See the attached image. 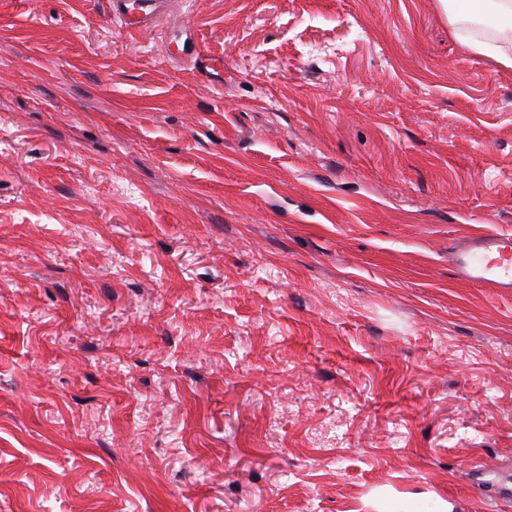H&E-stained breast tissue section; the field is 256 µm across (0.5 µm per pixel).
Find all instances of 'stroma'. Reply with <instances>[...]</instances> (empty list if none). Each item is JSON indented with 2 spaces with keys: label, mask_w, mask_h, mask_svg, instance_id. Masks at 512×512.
<instances>
[{
  "label": "stroma",
  "mask_w": 512,
  "mask_h": 512,
  "mask_svg": "<svg viewBox=\"0 0 512 512\" xmlns=\"http://www.w3.org/2000/svg\"><path fill=\"white\" fill-rule=\"evenodd\" d=\"M111 13L0 0V512H512V292L448 261L512 68L439 0ZM153 1L115 0L112 3V19L128 32H138L151 19L157 8V3Z\"/></svg>",
  "instance_id": "1"
}]
</instances>
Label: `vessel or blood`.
Instances as JSON below:
<instances>
[{
    "instance_id": "b4317fda",
    "label": "vessel or blood",
    "mask_w": 512,
    "mask_h": 512,
    "mask_svg": "<svg viewBox=\"0 0 512 512\" xmlns=\"http://www.w3.org/2000/svg\"><path fill=\"white\" fill-rule=\"evenodd\" d=\"M155 0H113L112 19L140 31L156 10ZM449 261L458 279L485 288L512 290V233L480 232L464 237Z\"/></svg>"
}]
</instances>
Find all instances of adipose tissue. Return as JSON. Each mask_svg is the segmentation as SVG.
I'll return each instance as SVG.
<instances>
[{"label": "adipose tissue", "instance_id": "1", "mask_svg": "<svg viewBox=\"0 0 512 512\" xmlns=\"http://www.w3.org/2000/svg\"><path fill=\"white\" fill-rule=\"evenodd\" d=\"M468 49L512 67V0H440Z\"/></svg>", "mask_w": 512, "mask_h": 512}]
</instances>
